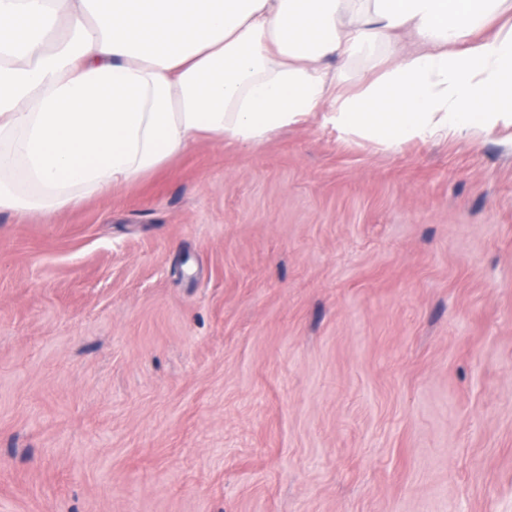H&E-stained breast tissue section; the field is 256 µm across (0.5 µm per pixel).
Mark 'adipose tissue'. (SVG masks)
Segmentation results:
<instances>
[{
  "instance_id": "adipose-tissue-1",
  "label": "adipose tissue",
  "mask_w": 512,
  "mask_h": 512,
  "mask_svg": "<svg viewBox=\"0 0 512 512\" xmlns=\"http://www.w3.org/2000/svg\"><path fill=\"white\" fill-rule=\"evenodd\" d=\"M505 0H0V210L76 204L203 134L256 147L319 112L322 61L419 48L325 122L395 147L512 129ZM64 34H57L59 22Z\"/></svg>"
}]
</instances>
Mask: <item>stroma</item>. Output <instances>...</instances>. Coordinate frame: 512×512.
<instances>
[{
	"instance_id": "35a3bbf8",
	"label": "stroma",
	"mask_w": 512,
	"mask_h": 512,
	"mask_svg": "<svg viewBox=\"0 0 512 512\" xmlns=\"http://www.w3.org/2000/svg\"><path fill=\"white\" fill-rule=\"evenodd\" d=\"M334 106L0 210V512H512V134Z\"/></svg>"
}]
</instances>
